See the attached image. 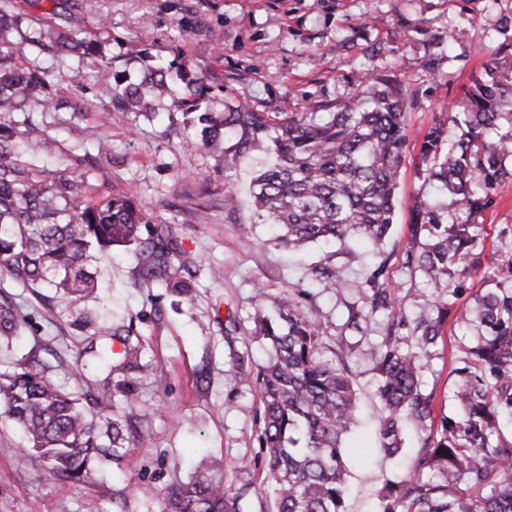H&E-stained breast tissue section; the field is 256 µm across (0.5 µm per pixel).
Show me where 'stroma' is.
<instances>
[{
  "label": "stroma",
  "instance_id": "stroma-1",
  "mask_svg": "<svg viewBox=\"0 0 512 512\" xmlns=\"http://www.w3.org/2000/svg\"><path fill=\"white\" fill-rule=\"evenodd\" d=\"M83 27L103 42L116 70L138 76L142 48L172 59L181 46L190 65L218 85L225 110L239 106L280 119L293 112H321L343 102L359 76L395 79L408 89L405 124L408 146L395 199L394 223L378 252L356 243L309 245L300 255L272 242L252 207L251 181L264 159L226 135L223 151L204 149L200 135L183 124L180 111L152 116L111 112V93L93 78L95 59L78 64L41 55L43 71L65 87L71 109L41 116L42 160L54 175L89 176L98 193L133 188L147 217L172 228L177 258L188 260L193 291L187 296L142 282L135 247H117L96 262V298L77 304L41 301L32 291L0 279V290L20 306L15 339L0 345V372L25 355L63 363L52 378L69 384L74 371L90 372L88 347L103 349L112 339L75 331V318L89 316L112 328H131L143 345L140 369L113 375L130 382L137 398L116 396L115 415L133 411L136 430L120 463L97 457L82 480L50 475L33 453L24 451L18 430L0 418V512H163L166 490L187 480L197 464L215 476L253 485L244 512H269L268 495L257 494L263 478L260 394L255 369L269 348L254 334L257 316L272 312V298L289 287L310 292L328 322V346L347 336L348 374L357 392L361 425L348 438L352 474L349 512H372L387 482L416 464L420 439L406 430L403 454L384 456L373 412L377 375L371 347L397 319L403 347L413 346L411 325L447 308L444 334L426 360L424 387L433 392L436 413L457 416L452 390L476 330L454 319L489 283L483 272L467 289L431 287L409 262L420 244L411 232L412 206L430 197L418 151L426 131L448 120V108L484 73L490 58L512 65V0H77ZM111 112L108 125L98 116ZM84 128L77 147L67 132L71 121ZM111 144L98 153L99 139ZM234 188L236 210L224 208ZM489 205L469 216L481 225L483 255L512 257V181L490 194ZM330 262L353 288L333 292L312 280L310 267ZM385 262L391 283L388 310L371 312L355 287L368 268ZM266 295H259V288ZM365 316L363 334H344L348 304Z\"/></svg>",
  "mask_w": 512,
  "mask_h": 512
}]
</instances>
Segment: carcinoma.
<instances>
[{
    "mask_svg": "<svg viewBox=\"0 0 512 512\" xmlns=\"http://www.w3.org/2000/svg\"><path fill=\"white\" fill-rule=\"evenodd\" d=\"M15 2L0 0V44L15 32L41 53L82 61L101 52V43L83 37L75 10L47 25L18 11ZM94 79L112 89L117 111L151 115L175 107L187 117L198 114L203 144L213 151L234 132L246 148L268 144L273 159L254 178L251 196L259 217L279 230L278 246L298 252L359 235L375 249L385 240L407 146L401 84L362 80L335 109L295 112L277 124L243 106L213 116L223 101L184 61L148 66L135 83L100 55ZM67 96L39 69L0 48V115L23 113L20 121H0V272L19 288H51L62 299L84 301L96 296L98 256L134 245L145 281L190 293L185 262L169 247V227L152 223L132 190L98 197L88 177H57L27 159L41 150V140L30 136L35 122L25 106L56 112L66 107ZM448 112V124L425 133L419 155L427 180L473 215L488 205L497 185L512 180L506 164L512 147L493 137L499 120L512 116V80L497 59ZM441 209L437 199L414 206L412 232L427 239L415 264L433 287L452 283L456 294L480 262V238L475 225L446 221ZM484 270L495 287L459 317L476 327L454 391L460 417L445 416L433 430V395L422 380L423 357L442 337L448 310L415 322L414 348H402L400 321L388 324L385 338L370 351L381 450L389 457L401 452L406 424L425 434L416 467L389 485L377 512H512V443L501 440L502 425L512 422V257L491 259ZM311 277L331 290L367 284L371 312L388 309L383 262L356 285L328 262L311 269ZM274 306V315L256 329L272 351L256 383L263 422L258 441L273 512H348L344 438L358 421L356 391L343 359L334 350L326 356L327 323L300 293L283 290ZM18 322L12 300L0 297V338L11 339ZM98 330L117 338L122 351L96 355L109 375L93 385L86 410L80 395L50 377L51 365L34 357H22L0 374V400L22 432V447L71 481L109 449L113 461L121 460L134 428L131 416L112 415L111 374L138 370L141 344L103 324ZM247 495V486L216 482L199 466L188 481L167 490L164 504L166 512H243Z\"/></svg>",
    "mask_w": 512,
    "mask_h": 512,
    "instance_id": "carcinoma-1",
    "label": "carcinoma"
}]
</instances>
